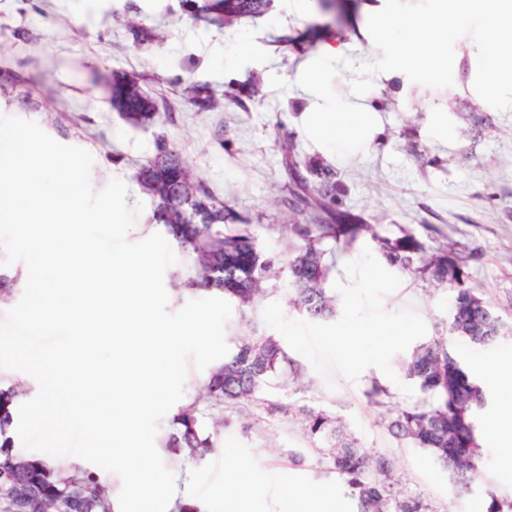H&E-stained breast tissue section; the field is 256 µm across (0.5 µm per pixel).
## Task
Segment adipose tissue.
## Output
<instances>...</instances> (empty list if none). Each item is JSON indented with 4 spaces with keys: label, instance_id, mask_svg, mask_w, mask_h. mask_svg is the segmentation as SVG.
Segmentation results:
<instances>
[{
    "label": "adipose tissue",
    "instance_id": "adipose-tissue-1",
    "mask_svg": "<svg viewBox=\"0 0 512 512\" xmlns=\"http://www.w3.org/2000/svg\"><path fill=\"white\" fill-rule=\"evenodd\" d=\"M342 44L327 43L316 53L302 76L316 90L317 100L309 114L307 132L326 146L351 153L360 152L372 134L377 119L374 113L361 110L357 102L343 103L335 99L319 80L326 59L341 53ZM260 475L244 463H236L225 477L224 512H251V504L264 492Z\"/></svg>",
    "mask_w": 512,
    "mask_h": 512
}]
</instances>
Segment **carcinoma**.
I'll return each mask as SVG.
<instances>
[{"instance_id":"1","label":"carcinoma","mask_w":512,"mask_h":512,"mask_svg":"<svg viewBox=\"0 0 512 512\" xmlns=\"http://www.w3.org/2000/svg\"><path fill=\"white\" fill-rule=\"evenodd\" d=\"M273 0H184L193 21L206 26H231L245 17L267 13ZM326 19L314 26L316 35H336L351 10L348 0H318ZM112 110L128 123L151 125L171 111L170 105L147 94L139 78L114 72L108 80ZM188 100L199 112L219 105L212 87L192 84ZM282 165L288 172L287 196L282 203L294 214L282 232L298 240L289 254L266 248L248 220L218 199L195 174L191 164L168 135L160 133L154 150L134 173L152 206L150 223L162 227L186 259V269L174 275L175 285L190 292L221 296L234 306L238 322L251 334L236 337L223 363L202 381L197 400L173 417L161 438L168 448L197 463L217 446L218 429L230 416L242 431L254 423H274L291 413V404L278 396L303 377L301 360L253 317L257 302L271 281L288 274L291 306L312 320L335 316L336 300L326 288L336 247L351 248L367 235L384 267L404 275L431 279L453 290L448 318L429 340L417 345L401 364L404 379L419 393L416 401L391 404L388 390L372 382L367 399L383 408L381 423L398 442L431 454L448 474L459 495L479 484L482 452L477 435L478 411L487 394L457 355L459 341L485 346L506 336L508 328L496 306L468 286L469 273L457 253L446 247L428 252L410 230L390 237L371 224H357L343 207L345 187L336 169L300 157L293 140L281 143ZM19 395L15 385L0 389V464L26 459L29 469L21 495V512H46V500L72 481L83 485V498L66 512H112L103 480L64 459L49 461L26 456L14 448L12 408ZM213 420V429L203 415ZM305 448L289 451L293 465L314 456L326 473H334L355 504V512H434L427 499L402 485L388 456L363 446L336 412L304 405L299 409Z\"/></svg>"}]
</instances>
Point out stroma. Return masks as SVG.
Here are the masks:
<instances>
[{"label": "stroma", "instance_id": "obj_1", "mask_svg": "<svg viewBox=\"0 0 512 512\" xmlns=\"http://www.w3.org/2000/svg\"><path fill=\"white\" fill-rule=\"evenodd\" d=\"M384 5L385 0L360 5L354 24L339 37L345 57L358 63L379 58L367 22ZM321 21L316 0H273L267 14L230 29L195 25L183 0H0V71L20 78L0 85V116L36 122L58 142L87 150L93 190L119 178L132 206L144 199L133 174L152 153L157 132L167 133L213 193L281 253L296 247L276 230L290 219L281 202L288 176L280 145L293 139L300 155L336 168L347 191L344 204L367 223L393 234L405 227L427 246L447 244L463 255L481 250V259L469 265L470 281L512 325V112L494 109L475 92L473 40L463 37L455 44L451 87L433 89L399 75L374 77L361 101L378 117L376 132L363 151L344 154L316 144L304 130L310 92L297 76L310 55L298 40ZM132 22L154 28L160 42L137 45L128 29ZM19 29L27 39H17ZM115 70L136 75L144 89L167 99L171 119L147 128L121 120L102 83ZM193 81L222 94L217 109L199 112L185 99ZM255 84L262 99L248 95ZM476 109L493 128L474 140L469 114ZM438 112L446 113L451 138L435 133ZM451 298V289L405 275L383 306L414 309L432 331L447 318ZM375 381L394 402H411V395L374 367L355 381L335 375L330 386L306 368L289 401L342 414L364 446L388 454L402 483L423 494L436 512L450 506L455 512H486L491 497L512 499L507 448L484 443L481 484L457 495L424 451L397 444L384 432L379 407L365 396ZM305 445L299 419L290 418L273 426L255 424L246 434L224 429L215 453L198 463L165 449L160 456L175 475L176 498L203 501L206 512H221L224 469L241 460L257 468L267 486L254 512H281L289 488L312 483L330 493L328 512H352L354 504L335 475L321 472L312 460L301 467L290 463L289 449Z\"/></svg>", "mask_w": 512, "mask_h": 512}]
</instances>
